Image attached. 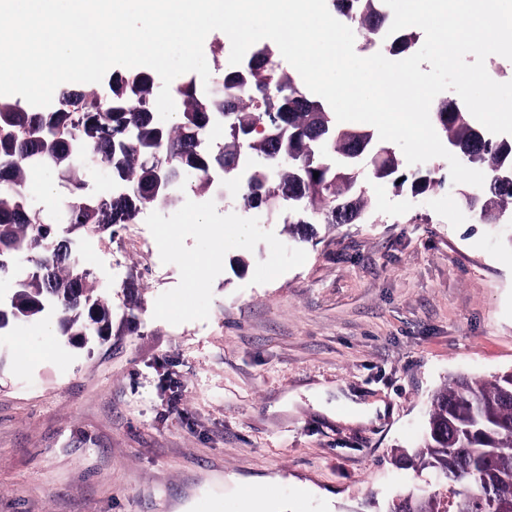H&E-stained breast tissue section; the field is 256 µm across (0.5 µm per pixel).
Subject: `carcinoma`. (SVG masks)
<instances>
[{"mask_svg": "<svg viewBox=\"0 0 512 512\" xmlns=\"http://www.w3.org/2000/svg\"><path fill=\"white\" fill-rule=\"evenodd\" d=\"M367 2L332 0L335 9L357 15L367 9ZM250 61L257 78L249 83L237 73L215 76L224 87L220 100L204 98L196 79L183 77L172 91L185 110L171 124L155 117L157 79L145 71L120 76L118 83L128 92L104 105L73 90L62 94L49 112L0 103V277L9 275L18 259L29 262L8 299L0 300V329L11 322L34 321L53 309L64 336H107L112 331V305L94 295L89 269L73 260L62 262L56 250L44 248L67 240L51 217L30 206L29 183L47 169L62 175L69 186L59 205L68 214V227L95 232L133 224L146 206L167 201L154 191L164 172L161 162L169 155L176 157L180 172H191L200 190L226 166V179H236L232 123L247 131L255 153L278 151L270 157L271 166L249 175L242 197L251 209H273L277 193L288 191L303 207L288 210L286 224H308L316 214L329 224L338 223L341 212L353 221L361 216L367 184L357 169L320 157L314 149L318 139L339 155L366 149L375 178L399 174L401 160L375 145L372 133L341 125L321 101L301 91L293 76H275L266 56L255 55ZM432 111L459 154L490 171L488 188L480 194L479 217L497 221L503 204L512 202V181L501 180L512 170V139L489 137L465 109L438 104ZM271 113L280 117V126L256 131V124L266 122ZM217 126L224 128V146L215 149L207 138ZM82 155L125 182L127 195L102 201L83 193L88 171L79 163ZM401 178L408 180L404 174ZM394 460L430 471L443 492L408 491L398 495L387 512H486L491 499L496 512H512V372L489 382L465 376L453 380L434 395L421 443L410 452L396 450Z\"/></svg>", "mask_w": 512, "mask_h": 512, "instance_id": "obj_1", "label": "carcinoma"}]
</instances>
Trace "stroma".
<instances>
[{
    "mask_svg": "<svg viewBox=\"0 0 512 512\" xmlns=\"http://www.w3.org/2000/svg\"><path fill=\"white\" fill-rule=\"evenodd\" d=\"M418 169L426 192L369 180L359 220L307 240L217 209L205 231L168 209L70 233L112 332L71 342L50 310L0 330V512H241L251 485L270 512H385L439 490L391 451L457 375L512 371V223H481L445 159ZM346 391L390 411L323 412Z\"/></svg>",
    "mask_w": 512,
    "mask_h": 512,
    "instance_id": "1",
    "label": "stroma"
}]
</instances>
